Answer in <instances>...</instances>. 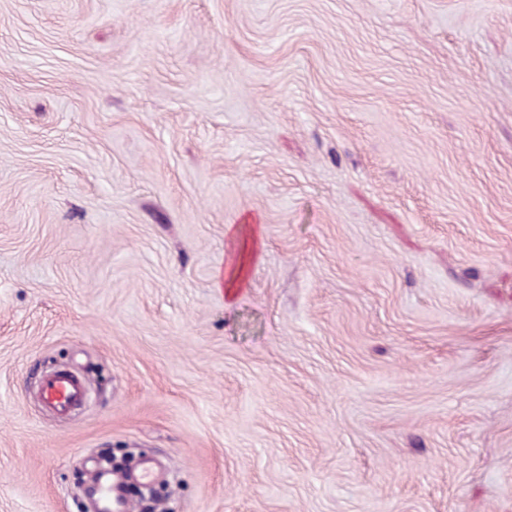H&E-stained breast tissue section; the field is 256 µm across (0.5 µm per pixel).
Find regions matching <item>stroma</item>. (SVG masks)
I'll list each match as a JSON object with an SVG mask.
<instances>
[{
	"instance_id": "stroma-1",
	"label": "stroma",
	"mask_w": 512,
	"mask_h": 512,
	"mask_svg": "<svg viewBox=\"0 0 512 512\" xmlns=\"http://www.w3.org/2000/svg\"><path fill=\"white\" fill-rule=\"evenodd\" d=\"M112 448L156 512H512V0H0V512ZM241 230L236 227L232 230L226 229L225 234L229 237L230 256L224 268L220 269L215 277V287L224 288V294L231 300L246 282V264L242 258L235 253V246ZM89 388L90 384L83 376L55 371L40 379L38 393L46 408L64 416L86 401Z\"/></svg>"
}]
</instances>
